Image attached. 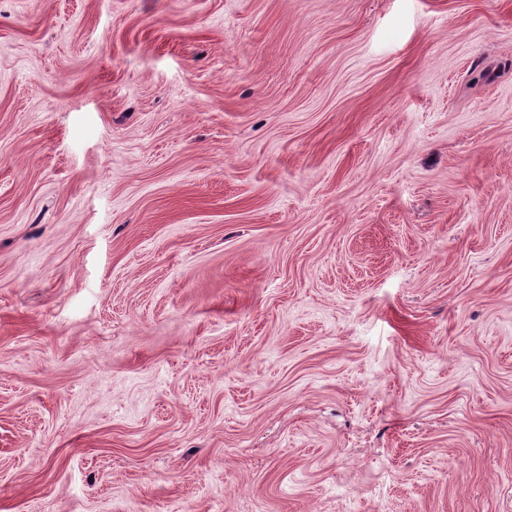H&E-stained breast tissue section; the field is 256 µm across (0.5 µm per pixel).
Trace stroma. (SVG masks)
<instances>
[{
    "label": "stroma",
    "instance_id": "35a3bbf8",
    "mask_svg": "<svg viewBox=\"0 0 512 512\" xmlns=\"http://www.w3.org/2000/svg\"><path fill=\"white\" fill-rule=\"evenodd\" d=\"M512 512V0H0V512Z\"/></svg>",
    "mask_w": 512,
    "mask_h": 512
}]
</instances>
